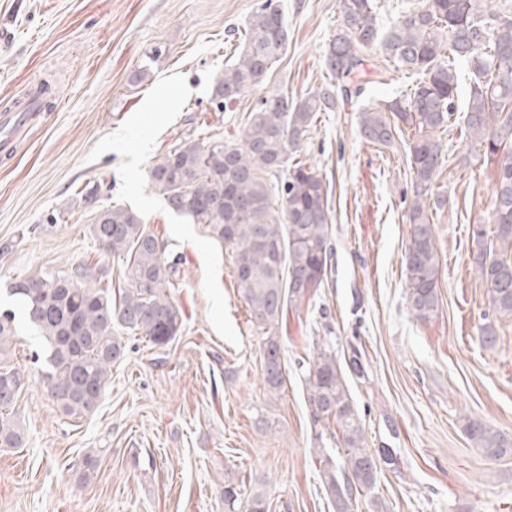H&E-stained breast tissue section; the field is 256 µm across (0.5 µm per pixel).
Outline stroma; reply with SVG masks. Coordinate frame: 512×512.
I'll return each mask as SVG.
<instances>
[{"label": "stroma", "instance_id": "stroma-1", "mask_svg": "<svg viewBox=\"0 0 512 512\" xmlns=\"http://www.w3.org/2000/svg\"><path fill=\"white\" fill-rule=\"evenodd\" d=\"M261 0H0V110L39 82L41 111L0 157V308L16 314L8 353L26 385L14 404L26 442L0 447V512H246L263 491L270 512H334L315 449L340 438L314 423L308 361L328 341L369 448H389L357 512H512V457H484L464 431L476 419L512 439V318L492 311L469 259L472 225L489 224L497 172L452 122L442 139L430 206L439 255V307L416 320L403 263L412 173L408 137L372 145L358 130L359 101L322 113L298 156L329 186L330 271L275 330L284 384L263 382L262 336L233 275L232 249L169 211L147 183L154 158L186 132L238 139L260 98H300L326 72L337 0H281L289 41L264 85L230 112L210 110L215 74L231 55L227 32ZM365 99L413 84L405 71L365 64ZM138 211L173 263L184 325L164 347L127 337L128 351L90 416H64L48 396L36 356L41 338L8 288L25 276L121 261L98 251L90 216L50 223L77 190ZM493 322L494 349L479 343ZM95 453L98 467L84 471ZM243 501L224 505L226 481Z\"/></svg>", "mask_w": 512, "mask_h": 512}]
</instances>
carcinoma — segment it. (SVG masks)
Wrapping results in <instances>:
<instances>
[{"mask_svg": "<svg viewBox=\"0 0 512 512\" xmlns=\"http://www.w3.org/2000/svg\"><path fill=\"white\" fill-rule=\"evenodd\" d=\"M338 7L341 23L326 44L327 74L319 87L295 100L268 94L248 113L240 141L186 136L155 157L147 173L149 187L172 212L203 225L217 244L231 246L236 288L249 321L266 334L260 346L263 380L273 392L283 385V363L270 330L287 308L320 287L331 257L328 186L293 154L318 114L336 110L337 96L362 95L353 79L372 52L418 76L410 98L367 107L359 121L361 136L373 143L388 144L404 128L413 130L405 249L412 315L427 320L439 304V258L427 202H442L435 191L443 164L440 136L461 111L464 136L497 164L493 229L472 226L471 265L489 288L493 312L512 317V2L422 0L421 7L400 13L385 28L374 0H338ZM236 34L232 58L212 84L209 103L215 112L261 87L284 54L288 24L278 0H262ZM79 194L82 208L92 213L90 233L99 249L123 262L118 287H99L109 270L81 263L66 273L29 275L9 288L44 341L42 374L49 394L74 419L100 406L112 365L125 357V335L140 334L164 347L183 326V312L170 295L174 266L165 260L158 237L137 212L100 202L98 187ZM15 318L10 310L0 313V392L6 386L12 390V397H0V446L8 448H21L25 440L23 425L9 411L25 385L24 376L6 362ZM307 399L314 422H336L343 441L341 462L320 455L324 489L335 512H356L354 493L377 481V454L368 448L330 348L315 346ZM465 432L490 460L512 455V441L478 420H469Z\"/></svg>", "mask_w": 512, "mask_h": 512, "instance_id": "carcinoma-1", "label": "carcinoma"}]
</instances>
